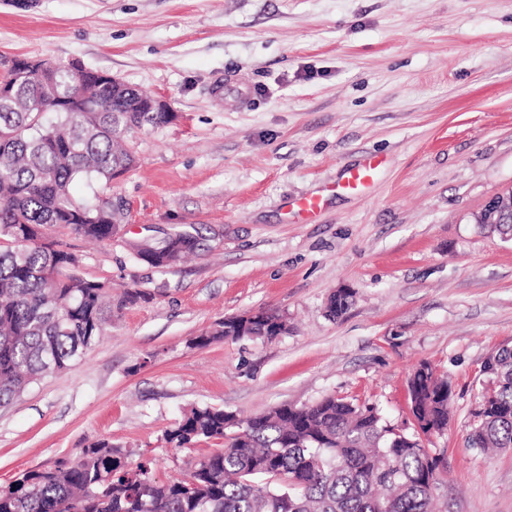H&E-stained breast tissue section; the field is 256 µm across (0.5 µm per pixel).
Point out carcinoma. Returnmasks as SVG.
Segmentation results:
<instances>
[{
	"instance_id": "1",
	"label": "carcinoma",
	"mask_w": 512,
	"mask_h": 512,
	"mask_svg": "<svg viewBox=\"0 0 512 512\" xmlns=\"http://www.w3.org/2000/svg\"><path fill=\"white\" fill-rule=\"evenodd\" d=\"M0 98V406L45 377L65 371L102 335L112 307L107 283L89 280L78 257L41 229L65 228L102 242L121 228L112 197L76 198L71 185L111 183L135 165L120 142L170 123L174 114L143 108L147 93L98 82L83 67L62 68L50 82L30 71L7 82ZM179 232L132 245L137 258L172 267L196 251ZM265 320L239 330L224 319L197 337L270 340ZM484 373L493 387L482 399L494 411L472 413V448L512 447V350L492 356ZM415 429L383 422L373 405L326 397L282 405L245 421L214 406L191 408L165 440L174 449L207 440L224 447L203 455L189 478L157 480L151 459L132 465L98 440L71 463L25 472L0 486V512H433L446 470L424 439L448 427V382L423 363L409 380Z\"/></svg>"
}]
</instances>
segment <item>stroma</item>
<instances>
[{
	"mask_svg": "<svg viewBox=\"0 0 512 512\" xmlns=\"http://www.w3.org/2000/svg\"><path fill=\"white\" fill-rule=\"evenodd\" d=\"M1 55L112 75L176 117L111 183L120 233H52L111 283L112 318L0 407V486L98 439L152 459L157 480L185 476L216 447L165 442L194 406L247 418L335 395L409 432L426 362L450 390L448 429L426 443L447 462L439 512H512V448L465 441L486 359L512 350V241L475 222L512 190V0H0ZM371 157L370 185L345 189ZM179 231L199 247L173 267L128 246ZM344 287L353 303L330 317ZM253 310L287 331L194 345Z\"/></svg>",
	"mask_w": 512,
	"mask_h": 512,
	"instance_id": "stroma-1",
	"label": "stroma"
}]
</instances>
